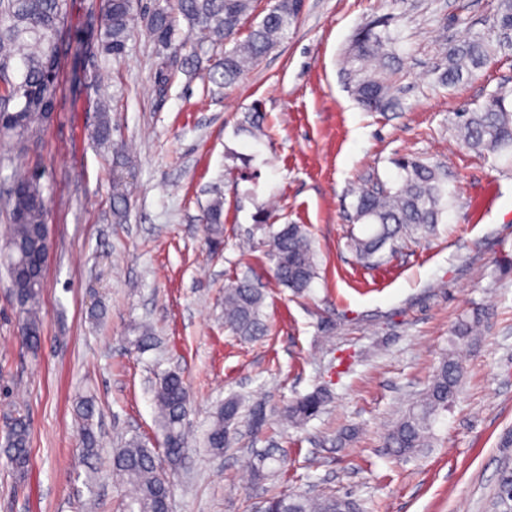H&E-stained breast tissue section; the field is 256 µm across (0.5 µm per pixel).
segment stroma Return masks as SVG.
Segmentation results:
<instances>
[{"label":"stroma","mask_w":512,"mask_h":512,"mask_svg":"<svg viewBox=\"0 0 512 512\" xmlns=\"http://www.w3.org/2000/svg\"><path fill=\"white\" fill-rule=\"evenodd\" d=\"M498 0H305L285 40L235 85L160 59L144 31L121 60L93 45H60L61 86L51 122L22 147H0V189L42 172L52 248L37 351L16 340L18 310L0 250V428L7 410L30 424L24 480L0 467V512H118L130 495L112 470L120 440L147 438L174 473L171 512H260L273 491L347 495L360 512H491L499 473L512 462V153L485 158L457 137L455 113L512 88V51L453 87L434 83L443 40L486 32ZM365 28L398 41L382 76L404 107L367 112L345 60ZM105 79L90 84L96 73ZM107 100L125 145L132 197L112 217V152L93 137ZM265 130L241 131L247 113ZM437 163L456 201L436 234L383 248L360 263L347 242L363 179L393 180L396 159ZM224 198L214 248L201 216ZM304 225L319 276L310 292L278 287L254 221ZM247 274L266 292V335L224 328V288ZM480 316L460 338L459 322ZM150 324L158 350L130 341ZM463 365L455 403L433 424V444L400 460L390 427L416 401L446 353ZM180 372L191 395L188 453L171 465L155 422L154 386ZM323 389L306 425L283 420L287 401ZM241 395L263 426L242 422L217 456L202 439L216 405ZM95 403L96 456L81 452L74 406ZM286 452L278 476L257 481L238 464L268 445Z\"/></svg>","instance_id":"1"}]
</instances>
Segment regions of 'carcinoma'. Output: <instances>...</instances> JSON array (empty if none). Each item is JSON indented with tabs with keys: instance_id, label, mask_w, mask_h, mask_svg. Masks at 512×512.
<instances>
[{
	"instance_id": "carcinoma-1",
	"label": "carcinoma",
	"mask_w": 512,
	"mask_h": 512,
	"mask_svg": "<svg viewBox=\"0 0 512 512\" xmlns=\"http://www.w3.org/2000/svg\"><path fill=\"white\" fill-rule=\"evenodd\" d=\"M256 0H105L90 14L97 51L113 59L122 58L136 27H143L163 48L178 50L176 43L181 22L194 38L186 67L199 63L198 50L224 49L215 62L211 80L217 85H234L249 69L257 66L288 36L299 20V0H274L267 13L243 40L236 38L242 23L255 11ZM67 18L66 0H0V136L19 143L35 135L49 122L60 91L58 68L59 42ZM496 32L476 34L446 48L438 83L452 85L472 76L501 51L512 49V0H500L492 19ZM395 41L390 36L367 34L358 38L353 59L363 66L350 70V83L358 102L371 112L393 110L400 106L394 87L365 66L370 61L393 57ZM512 91L502 88L482 106L454 116V127L464 143L481 155L512 150ZM100 120L94 130L103 143L113 142L112 125L106 103L99 104ZM124 146L116 144L112 173V214L122 221L130 204V190L123 176ZM395 181L374 177L360 189L352 205L350 221L362 226L360 234H350V245L359 260L375 263L376 254L388 242L402 238H422L435 232L437 224L454 199L448 189L447 175L441 167L417 159L397 163ZM7 204L12 224L5 242L10 256L8 268L13 294L19 307L21 347L38 349L41 339L40 297L44 288L47 251L50 249L46 224L44 187L41 177L29 175L14 181L8 190ZM224 202L216 199L204 216L205 229L215 241L224 237ZM265 257L272 263L273 275L282 286L297 294L310 290L318 277L317 262L303 225L285 224L265 241ZM265 293L244 276L224 288V327L244 339L265 332ZM134 346L146 351L157 346L150 326L136 328ZM463 370L452 354L444 356L435 368L426 390L408 411L392 425L385 441L397 457L417 454L431 447V425L439 413L448 410L458 395ZM327 396L315 391L283 407L284 419L302 426L316 416ZM190 395L183 377L165 371L155 385L156 422L163 433L164 448L172 462L185 453ZM242 401L224 400L214 412L206 433V445L216 455L232 447ZM95 407L91 399L76 404L82 421L86 455L98 451L93 430ZM30 428L20 416L9 418L0 434V465L17 476L25 474L29 464ZM281 461V449L266 448L247 460L254 478L267 479ZM113 469L133 488L123 512H163L172 482L156 464L153 452L144 441L132 437L112 457ZM267 512H359L347 497L320 494H278L266 501Z\"/></svg>"
}]
</instances>
